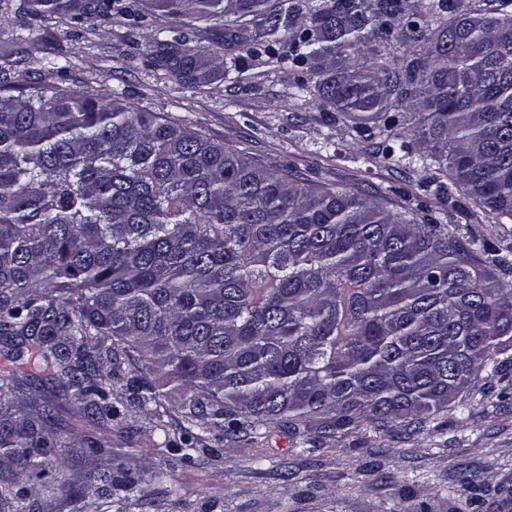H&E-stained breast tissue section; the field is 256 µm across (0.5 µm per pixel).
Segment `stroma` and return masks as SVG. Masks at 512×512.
<instances>
[{
	"instance_id": "obj_1",
	"label": "stroma",
	"mask_w": 512,
	"mask_h": 512,
	"mask_svg": "<svg viewBox=\"0 0 512 512\" xmlns=\"http://www.w3.org/2000/svg\"><path fill=\"white\" fill-rule=\"evenodd\" d=\"M20 3L0 0V52L24 47L32 78L48 61H65L67 71L52 78L62 88L106 89L308 184L350 189L408 218H443L460 237L512 253V224L496 223L460 194L440 203L434 167H394L383 154L385 132L365 137L349 119L297 95V69L250 57L242 72L198 87L159 76L146 30L125 18L92 27L35 18ZM22 370L35 398L55 400L73 445L47 478L26 481L36 512H69L54 488L60 479L85 503L96 502L85 476L105 461L140 481L109 512H512V367L479 376L459 406L419 425L365 423L330 440L285 422L216 430L190 461L162 445L180 433L174 410L151 420L128 408L112 421L111 453L94 452L88 441L98 428L75 413L47 373L29 364ZM462 472L478 475L480 489L460 486Z\"/></svg>"
}]
</instances>
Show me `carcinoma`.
<instances>
[{"label":"carcinoma","instance_id":"1","mask_svg":"<svg viewBox=\"0 0 512 512\" xmlns=\"http://www.w3.org/2000/svg\"><path fill=\"white\" fill-rule=\"evenodd\" d=\"M33 17L137 26L160 75L209 85L224 44L302 67L298 89L359 133L383 129L394 164L431 147L438 182L512 221V0H23ZM237 24L218 49L187 31ZM258 20L253 38L247 23ZM408 55L394 67V33ZM0 54V343L49 369L103 432L131 404L168 401L186 425L162 445L189 460L207 433L298 422L322 437L366 421H422L480 371L512 363V258L436 222L405 219L345 188H315L106 93L30 81ZM123 355L139 373L119 400L103 383ZM0 371V512H30L19 479L68 444L56 404ZM106 497L139 480L110 466Z\"/></svg>","mask_w":512,"mask_h":512}]
</instances>
